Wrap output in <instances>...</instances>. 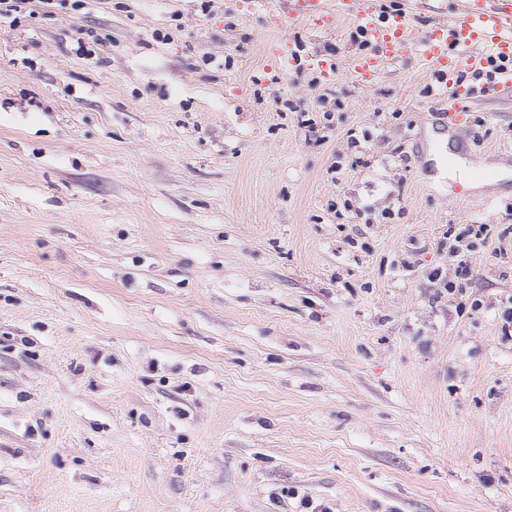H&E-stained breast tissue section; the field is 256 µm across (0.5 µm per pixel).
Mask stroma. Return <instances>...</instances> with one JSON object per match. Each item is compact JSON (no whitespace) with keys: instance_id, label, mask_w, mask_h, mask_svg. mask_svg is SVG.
I'll return each mask as SVG.
<instances>
[{"instance_id":"35a3bbf8","label":"stroma","mask_w":512,"mask_h":512,"mask_svg":"<svg viewBox=\"0 0 512 512\" xmlns=\"http://www.w3.org/2000/svg\"><path fill=\"white\" fill-rule=\"evenodd\" d=\"M202 3L0 19V512H512V233L462 295L444 246L512 209L449 198L439 79Z\"/></svg>"}]
</instances>
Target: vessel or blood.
<instances>
[{
    "mask_svg": "<svg viewBox=\"0 0 512 512\" xmlns=\"http://www.w3.org/2000/svg\"><path fill=\"white\" fill-rule=\"evenodd\" d=\"M438 0H249L274 16L301 21L314 32L351 24L370 50L353 56L350 66L360 78L381 73L386 65L409 56L419 57L439 76L448 100L442 130L454 135L468 125L467 103L476 91L462 82L465 73L490 63L509 64L492 84L493 94L512 98V0H461L453 16L440 13ZM418 17L429 23L414 34Z\"/></svg>",
    "mask_w": 512,
    "mask_h": 512,
    "instance_id": "1",
    "label": "vessel or blood"
}]
</instances>
